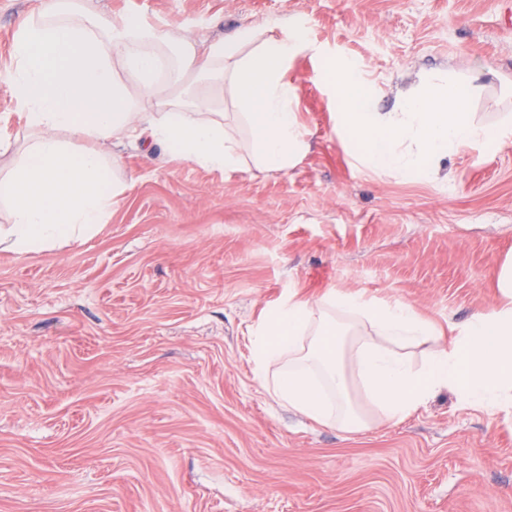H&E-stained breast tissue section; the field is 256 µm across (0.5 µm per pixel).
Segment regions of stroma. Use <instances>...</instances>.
Returning <instances> with one entry per match:
<instances>
[{
	"mask_svg": "<svg viewBox=\"0 0 512 512\" xmlns=\"http://www.w3.org/2000/svg\"><path fill=\"white\" fill-rule=\"evenodd\" d=\"M0 0V73L22 18ZM208 45L239 28L315 48L284 74L309 144L288 171L224 174L108 144L129 188L88 240L0 250V512H512V409L448 390L344 432L280 406L251 334L288 296L412 305L451 342L504 297L512 135L425 181L363 166L336 134L327 56L394 111L432 76L478 77L477 123L512 120V0H87Z\"/></svg>",
	"mask_w": 512,
	"mask_h": 512,
	"instance_id": "stroma-1",
	"label": "stroma"
}]
</instances>
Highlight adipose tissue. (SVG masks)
<instances>
[{
  "instance_id": "adipose-tissue-1",
  "label": "adipose tissue",
  "mask_w": 512,
  "mask_h": 512,
  "mask_svg": "<svg viewBox=\"0 0 512 512\" xmlns=\"http://www.w3.org/2000/svg\"><path fill=\"white\" fill-rule=\"evenodd\" d=\"M310 47L296 19L279 38L262 40L246 27L203 48L137 14L89 15L80 0H50L21 21L10 47L5 80L31 136L18 152L0 136V154H17L0 172V201L10 205L0 249L29 253L93 235L127 189L110 174L120 166L102 150L110 139L146 138L164 144L171 159L239 171L225 124L228 82L258 167L288 170L306 141L283 72ZM129 76L137 94L128 90ZM72 135L88 148L73 150ZM497 281L506 303L476 313L419 366L409 348L437 339L438 331L412 306L340 291L314 302L288 298L267 309L252 332L254 372L281 404L347 432L369 424L352 397L356 384L389 420L405 418L443 389L489 412L511 407V254Z\"/></svg>"
}]
</instances>
